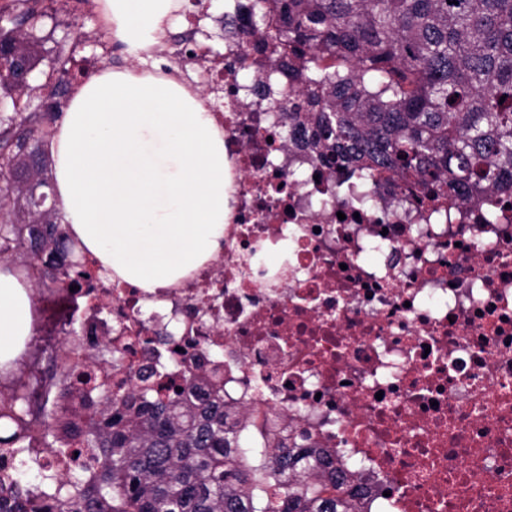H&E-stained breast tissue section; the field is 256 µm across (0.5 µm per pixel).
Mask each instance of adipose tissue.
<instances>
[{
  "label": "adipose tissue",
  "mask_w": 512,
  "mask_h": 512,
  "mask_svg": "<svg viewBox=\"0 0 512 512\" xmlns=\"http://www.w3.org/2000/svg\"><path fill=\"white\" fill-rule=\"evenodd\" d=\"M113 40L158 47L180 0H97ZM70 235L112 281L168 288L224 243V130L174 78L108 68L73 91L48 145ZM29 284L0 268V366L33 334Z\"/></svg>",
  "instance_id": "ef3b65f1"
}]
</instances>
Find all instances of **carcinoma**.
<instances>
[{"label": "carcinoma", "mask_w": 512, "mask_h": 512, "mask_svg": "<svg viewBox=\"0 0 512 512\" xmlns=\"http://www.w3.org/2000/svg\"><path fill=\"white\" fill-rule=\"evenodd\" d=\"M0 15V93L23 96L10 81L15 58L38 65L32 36L40 0H17ZM251 50L268 77L242 85L267 112L289 97L282 136L306 141L329 168L366 181L388 174L432 197H464L496 212L494 195L512 193V0H248ZM75 75L62 62L39 88L41 109L0 114V264L37 271L48 289L79 286L74 243L46 189L51 139ZM95 366L119 361L112 347L89 352ZM0 389V456L23 458L39 478L0 479V512H355L358 487L309 448L275 443L263 427L224 410V384L197 376L131 390L79 393L83 418L28 420L37 375L8 371ZM181 391H176V388ZM91 448L94 464L61 476L43 459Z\"/></svg>", "instance_id": "obj_1"}]
</instances>
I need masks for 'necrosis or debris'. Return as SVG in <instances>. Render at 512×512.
Here are the masks:
<instances>
[{"label":"necrosis or debris","mask_w":512,"mask_h":512,"mask_svg":"<svg viewBox=\"0 0 512 512\" xmlns=\"http://www.w3.org/2000/svg\"><path fill=\"white\" fill-rule=\"evenodd\" d=\"M248 49L235 32L205 73L224 89L206 104L232 182L223 250L155 295L104 276L43 292L25 357L110 341L131 373L218 377L229 410L287 412L280 435L350 475L359 512H512V198L491 224L392 179L357 201L239 89Z\"/></svg>","instance_id":"1"}]
</instances>
